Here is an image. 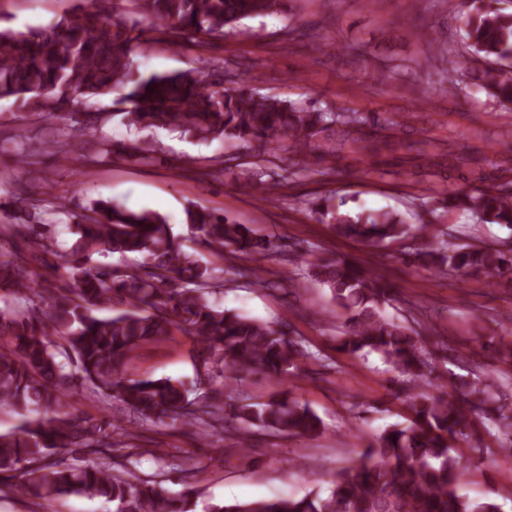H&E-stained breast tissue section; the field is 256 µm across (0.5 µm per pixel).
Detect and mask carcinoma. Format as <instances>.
Returning a JSON list of instances; mask_svg holds the SVG:
<instances>
[{"label":"carcinoma","mask_w":512,"mask_h":512,"mask_svg":"<svg viewBox=\"0 0 512 512\" xmlns=\"http://www.w3.org/2000/svg\"><path fill=\"white\" fill-rule=\"evenodd\" d=\"M117 11L77 0L56 21L24 30L0 27V98H11L22 112L51 117L68 105L88 109L101 121L100 101L110 94L113 111L139 130L168 128L199 141L224 140L254 151V159L228 169L249 189H262L270 146L297 158L281 168L288 181L295 170L329 174L334 167L310 169L304 161L328 162L347 155L361 166L384 158L403 160L414 152L418 166L434 171L469 164L476 181L484 166L512 170V149L502 161L453 147L422 149L393 133L392 125H371L356 114L299 105L264 95L251 82L225 70L227 86L215 88L195 71L142 74L134 65L136 48L163 40L177 48L218 39L246 19L282 11L285 0H123ZM462 21L470 53L488 63L477 87L501 105H512V0H473ZM123 152L139 161L152 159L148 141L121 146L100 143L105 154ZM26 224H7L16 250L0 257V406L27 417L17 432L0 433V474L15 472L16 483L0 491L45 501L67 496L100 497L113 512H194L186 495L104 462L59 466L49 458L77 448L98 455L110 447L105 425L92 417L58 412L77 387L100 400L119 403L145 420L172 419L196 429L203 440L214 423H239L237 447L247 448L252 430L313 438L321 431L318 415L292 389L277 398L245 404L224 403V390L200 391L171 378H131L128 366L137 350L175 332L193 337L209 365L219 368L223 386L262 372L283 384L310 363L322 361L300 336L210 301L221 282L220 261H244L234 268L253 274L276 243L206 206L189 203L185 223L197 249L216 262L200 264L183 249L168 219L152 210H124L97 200L76 215L62 203L49 206L32 195H18ZM462 203L483 224L512 226V193L477 187L461 196L423 204L429 212ZM342 237L371 248L405 239L411 227L402 214L375 210L351 216L325 199L314 209ZM74 223L75 240L57 253L45 242L54 224ZM114 254H138L131 271L105 262ZM69 274L66 287L46 297L37 269L47 256ZM440 271L479 272L499 278L512 273V256L499 249L448 246L443 239L422 253ZM308 278L329 291L330 316L341 321L339 348L353 356L379 355L406 377L408 424H394L374 436L361 457L336 473L328 494L214 502L207 512H500L488 499L461 493L468 459L453 443L469 438V418L489 416L506 438L512 437V394L489 375L463 380L454 394L430 391L435 363L423 347L424 336L388 316L385 306L396 290L381 274L340 256H320L309 248L300 256Z\"/></svg>","instance_id":"carcinoma-1"}]
</instances>
